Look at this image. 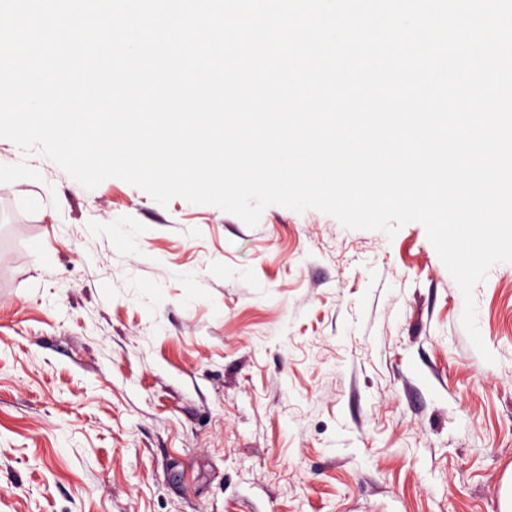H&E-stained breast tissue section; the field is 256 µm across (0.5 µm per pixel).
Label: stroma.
Listing matches in <instances>:
<instances>
[{
    "instance_id": "1",
    "label": "stroma",
    "mask_w": 512,
    "mask_h": 512,
    "mask_svg": "<svg viewBox=\"0 0 512 512\" xmlns=\"http://www.w3.org/2000/svg\"><path fill=\"white\" fill-rule=\"evenodd\" d=\"M257 226L0 138V512H503L512 263Z\"/></svg>"
}]
</instances>
